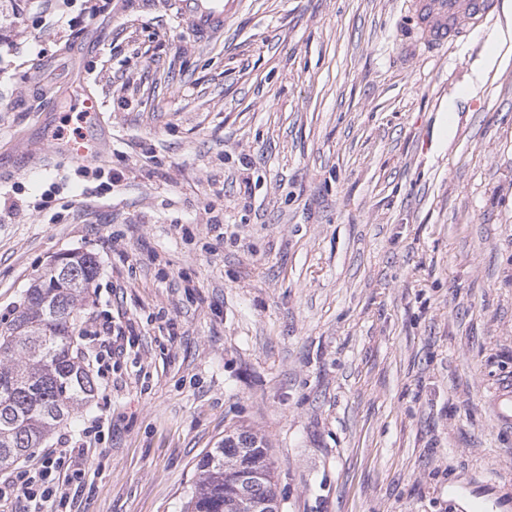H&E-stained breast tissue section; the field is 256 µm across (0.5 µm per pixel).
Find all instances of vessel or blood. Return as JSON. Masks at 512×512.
<instances>
[{"mask_svg": "<svg viewBox=\"0 0 512 512\" xmlns=\"http://www.w3.org/2000/svg\"><path fill=\"white\" fill-rule=\"evenodd\" d=\"M181 23L200 41L224 27L225 0H173ZM498 0H410L417 31L428 50L441 49L448 41L466 36L473 23L494 15ZM66 154L83 165L97 164L101 157L98 139L71 141ZM503 424H512V378L501 382L493 399Z\"/></svg>", "mask_w": 512, "mask_h": 512, "instance_id": "b4317fda", "label": "vessel or blood"}]
</instances>
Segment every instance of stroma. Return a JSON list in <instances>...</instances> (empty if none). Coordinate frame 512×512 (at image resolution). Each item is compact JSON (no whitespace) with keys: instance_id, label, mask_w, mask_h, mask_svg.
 <instances>
[{"instance_id":"35a3bbf8","label":"stroma","mask_w":512,"mask_h":512,"mask_svg":"<svg viewBox=\"0 0 512 512\" xmlns=\"http://www.w3.org/2000/svg\"><path fill=\"white\" fill-rule=\"evenodd\" d=\"M54 4L0 0V331L69 253L136 323L57 428L110 406L87 512H183L238 430L279 512H512V47L448 109L512 12L431 52L409 0H227L204 42L168 0ZM88 93L96 167L48 137ZM512 378L501 382L498 394L493 398L499 420L506 425L512 424Z\"/></svg>"}]
</instances>
